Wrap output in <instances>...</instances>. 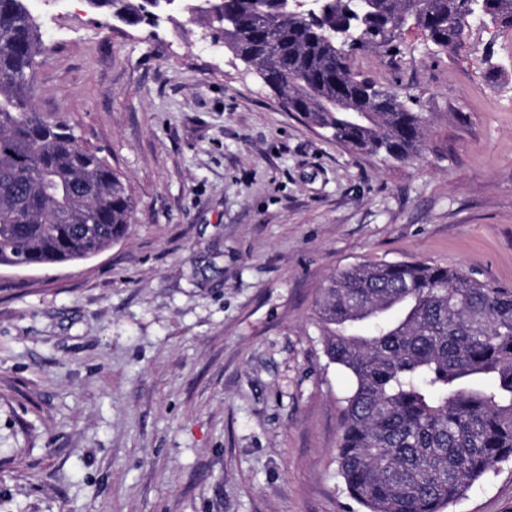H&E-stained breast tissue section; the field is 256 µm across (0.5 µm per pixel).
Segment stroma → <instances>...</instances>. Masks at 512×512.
Returning a JSON list of instances; mask_svg holds the SVG:
<instances>
[{
	"instance_id": "1",
	"label": "stroma",
	"mask_w": 512,
	"mask_h": 512,
	"mask_svg": "<svg viewBox=\"0 0 512 512\" xmlns=\"http://www.w3.org/2000/svg\"><path fill=\"white\" fill-rule=\"evenodd\" d=\"M34 12L37 112L98 148L135 210L89 260L0 267V512H363L315 302L379 262L512 287V30L353 56L428 119L400 162L328 138L185 16ZM447 512H512V462Z\"/></svg>"
}]
</instances>
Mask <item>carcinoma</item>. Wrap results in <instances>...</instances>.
Masks as SVG:
<instances>
[{
  "instance_id": "cac0c4a2",
  "label": "carcinoma",
  "mask_w": 512,
  "mask_h": 512,
  "mask_svg": "<svg viewBox=\"0 0 512 512\" xmlns=\"http://www.w3.org/2000/svg\"><path fill=\"white\" fill-rule=\"evenodd\" d=\"M126 25L156 27L164 0H85ZM288 109L348 147L405 161L426 119L357 74L360 50L388 53L406 27L438 48L465 43L466 0H180ZM484 24L512 28V0H480ZM350 21L353 37L331 30ZM46 50L33 0H0V266L89 259L123 239L133 196L74 127L35 109L31 81ZM337 101L340 107L328 106ZM323 353L351 380L338 473L366 512H444L512 461V288L428 263L363 264L332 274L314 311Z\"/></svg>"
}]
</instances>
